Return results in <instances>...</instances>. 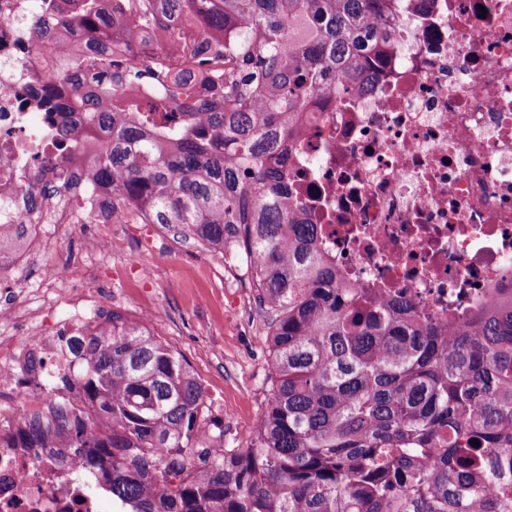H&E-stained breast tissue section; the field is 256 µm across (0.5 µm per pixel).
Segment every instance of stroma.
Returning a JSON list of instances; mask_svg holds the SVG:
<instances>
[{"label": "stroma", "mask_w": 512, "mask_h": 512, "mask_svg": "<svg viewBox=\"0 0 512 512\" xmlns=\"http://www.w3.org/2000/svg\"><path fill=\"white\" fill-rule=\"evenodd\" d=\"M129 253L150 275L130 272L123 262ZM113 256L111 273L96 287L111 289L115 311L127 318L154 311L151 329L190 364L224 428L225 447H248L271 389L267 320L255 306L250 271L240 267L236 287H226L220 254L158 224H120Z\"/></svg>", "instance_id": "stroma-1"}]
</instances>
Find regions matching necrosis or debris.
<instances>
[{"mask_svg":"<svg viewBox=\"0 0 512 512\" xmlns=\"http://www.w3.org/2000/svg\"><path fill=\"white\" fill-rule=\"evenodd\" d=\"M40 10L41 0H0V222L26 225L46 253L92 208L81 169L106 140L81 142L59 189L52 131L35 109L54 72L34 33ZM375 73L366 92L321 96L301 113L289 190L344 287L405 298L427 323L464 318L512 288V0H411ZM36 191L39 212L24 204ZM114 230L97 225L84 260L44 265L51 289L37 305L26 279L35 252L0 254V512H100L84 449L55 438L16 448L12 435L49 402L84 409L67 384L78 365L69 340L112 321L111 292L86 282L111 269ZM59 301L67 316L47 326Z\"/></svg>","mask_w":512,"mask_h":512,"instance_id":"necrosis-or-debris-1","label":"necrosis or debris"}]
</instances>
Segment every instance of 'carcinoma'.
I'll return each instance as SVG.
<instances>
[{
    "mask_svg": "<svg viewBox=\"0 0 512 512\" xmlns=\"http://www.w3.org/2000/svg\"><path fill=\"white\" fill-rule=\"evenodd\" d=\"M43 2L58 23L40 39L66 55L42 94L56 161L109 138L86 163L108 193L92 220L123 211L211 252L242 246L269 328L272 396L247 448L224 447L189 363L143 323L114 312L76 341L89 412L63 443L86 449L112 508L512 512V290L464 326L425 323L341 287L288 196L299 113L371 86L406 0ZM26 235L0 224V247ZM42 437L23 421L13 447Z\"/></svg>",
    "mask_w": 512,
    "mask_h": 512,
    "instance_id": "1",
    "label": "carcinoma"
}]
</instances>
